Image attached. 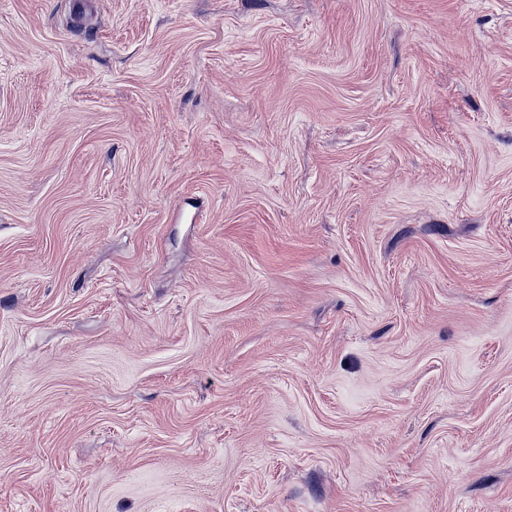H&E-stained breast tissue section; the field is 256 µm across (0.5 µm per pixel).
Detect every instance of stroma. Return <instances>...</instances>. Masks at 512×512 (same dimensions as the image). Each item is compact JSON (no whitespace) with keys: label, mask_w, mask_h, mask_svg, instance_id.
<instances>
[{"label":"stroma","mask_w":512,"mask_h":512,"mask_svg":"<svg viewBox=\"0 0 512 512\" xmlns=\"http://www.w3.org/2000/svg\"><path fill=\"white\" fill-rule=\"evenodd\" d=\"M0 512H512V0H0Z\"/></svg>","instance_id":"obj_1"}]
</instances>
